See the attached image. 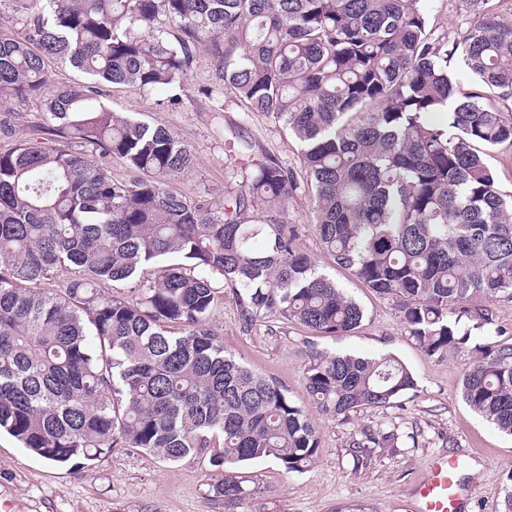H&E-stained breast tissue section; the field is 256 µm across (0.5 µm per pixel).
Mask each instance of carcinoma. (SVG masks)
<instances>
[{
    "instance_id": "carcinoma-1",
    "label": "carcinoma",
    "mask_w": 512,
    "mask_h": 512,
    "mask_svg": "<svg viewBox=\"0 0 512 512\" xmlns=\"http://www.w3.org/2000/svg\"><path fill=\"white\" fill-rule=\"evenodd\" d=\"M469 4L450 44L423 0H0V93L34 103L45 134L0 151V432L57 465L116 448L164 462L217 448L212 491L226 507L247 494L238 466L300 472L318 456L305 410L208 326L224 281L247 327L361 326L360 304L299 248L293 174L252 157L239 189L189 199L168 187L193 164L186 144L100 101L105 86L181 85L203 47L214 85L299 142L323 249L393 299L428 355L469 348L464 403L512 436V338L471 346L459 331L464 319L493 324L476 298L512 297V195L486 162L512 144L496 105L512 99V25L494 20L492 0ZM458 53L473 92L448 72ZM55 65L86 81L54 83ZM112 157L132 179L112 178ZM126 281L137 300L105 293ZM305 379L336 418L417 388L391 354L313 351ZM394 439L369 429L357 449Z\"/></svg>"
}]
</instances>
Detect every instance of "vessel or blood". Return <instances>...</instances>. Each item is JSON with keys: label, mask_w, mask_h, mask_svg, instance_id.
Listing matches in <instances>:
<instances>
[{"label": "vessel or blood", "mask_w": 512, "mask_h": 512, "mask_svg": "<svg viewBox=\"0 0 512 512\" xmlns=\"http://www.w3.org/2000/svg\"><path fill=\"white\" fill-rule=\"evenodd\" d=\"M464 460L435 456L412 489V512H458L465 489L458 479Z\"/></svg>", "instance_id": "vessel-or-blood-1"}]
</instances>
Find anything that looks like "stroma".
Here are the masks:
<instances>
[{"instance_id": "obj_1", "label": "stroma", "mask_w": 512, "mask_h": 512, "mask_svg": "<svg viewBox=\"0 0 512 512\" xmlns=\"http://www.w3.org/2000/svg\"><path fill=\"white\" fill-rule=\"evenodd\" d=\"M435 35L454 40L471 16L467 0H426ZM210 59L197 52L176 103L171 89L152 93L106 87L102 103L116 113H137L160 122L190 148L191 168L171 187L188 197L219 199L240 181L239 163L228 156L230 143L244 140L255 157L290 169L297 181L305 173L297 141L261 113L247 111L232 90L214 86ZM0 149L34 137L39 114L34 104L0 94ZM310 200L297 190L288 203L291 217L305 227L299 241L317 268L362 305L365 319L348 336H317L297 324L261 319L244 327L231 293L216 301L209 325L224 338V348L253 371L275 379L304 408L322 449L300 472H285L268 460L238 468L250 490L234 508L215 498L211 485L222 468L208 456L174 463L158 461L137 449L121 448L79 468L55 466L34 455L10 435L0 434V495L24 504V512H411V488L429 460L440 454L465 457L462 483L471 491L465 512H502L507 477L512 474V436L471 412L461 397L467 351L427 356L402 326L391 299L365 288L320 246L309 219ZM392 354L413 373L415 394L386 409H364L346 420L323 415L306 389L309 351ZM397 436L395 447L373 449L355 463L352 443L363 428Z\"/></svg>"}]
</instances>
